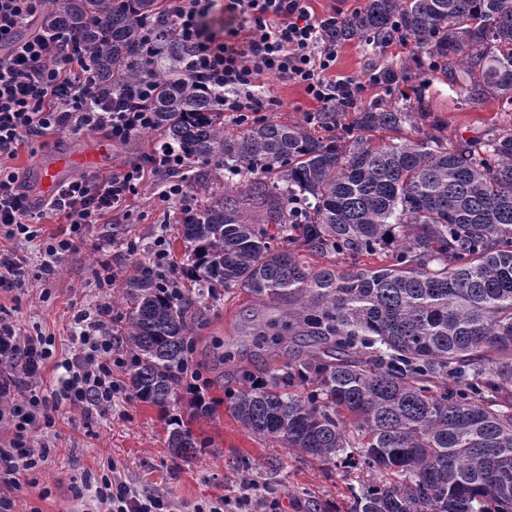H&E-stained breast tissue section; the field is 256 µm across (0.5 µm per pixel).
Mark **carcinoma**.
Returning a JSON list of instances; mask_svg holds the SVG:
<instances>
[{
    "instance_id": "obj_1",
    "label": "carcinoma",
    "mask_w": 512,
    "mask_h": 512,
    "mask_svg": "<svg viewBox=\"0 0 512 512\" xmlns=\"http://www.w3.org/2000/svg\"><path fill=\"white\" fill-rule=\"evenodd\" d=\"M161 2L46 0L42 15L76 37L98 93L149 86L145 133L184 154L195 191L177 218L181 276L166 284L137 264L118 295L135 396L178 403L199 376V304L241 287L314 343L259 379L240 373L231 409L245 429L326 464L358 441L350 463L387 478L362 484L348 512H512V132L450 144L439 116L394 105L344 126L334 111L305 124L249 113L228 133L224 105L185 76L189 49ZM399 37L452 82L512 104V0H366L325 35ZM406 123L415 137L373 142ZM192 409L169 422L176 460L196 458L191 423L213 415L202 398Z\"/></svg>"
}]
</instances>
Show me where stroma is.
Here are the masks:
<instances>
[{"label": "stroma", "instance_id": "35a3bbf8", "mask_svg": "<svg viewBox=\"0 0 512 512\" xmlns=\"http://www.w3.org/2000/svg\"><path fill=\"white\" fill-rule=\"evenodd\" d=\"M417 53L412 44L396 42L375 48L361 41H347L340 45L336 70L362 80L377 69L394 71L399 83L389 89H373L368 104L387 107L404 102L413 106L425 101L428 110L445 121L448 141L512 132V105L497 99L471 98L467 90L451 84L438 70L427 65L415 68L411 58ZM260 83L277 101L268 115L278 122L302 123L320 109L300 85L271 74L262 75ZM99 137L96 130L52 135L45 142L21 148L12 165L23 170L55 153L90 150L97 147ZM156 144L155 138L138 135L125 144L109 142L107 156L97 171L117 173L144 162ZM165 181L162 175L152 177L140 188L130 216L102 221L85 233L52 282L38 279L36 245L21 243L18 250L30 257L29 274L34 281L23 290L0 291V315L12 319L28 334L54 337L55 354L61 357L72 347L75 315L94 308L105 297L94 286L101 262L111 264L115 275L112 288L116 291L121 289L127 271L147 259L157 236H165L175 264H182L184 248L174 223L180 206L175 202L161 206L157 198ZM277 316L276 308L256 306L241 288L227 289L220 299L206 301L192 359L201 368L198 387L212 403L214 415L193 426L195 437L203 443L195 459L175 464L166 443L168 419L188 415L187 401L164 412L131 397L119 401L111 414L88 419L64 404L52 424L37 422L29 433L32 444L45 446L46 453L15 492L16 512H85L87 477H100L111 467L138 491L166 498L175 512H193L195 505L236 495L244 472L236 470L235 463L241 459L257 481L272 476L278 481L264 512H347L353 491L368 480L367 472L342 463L327 465L301 458L282 444L251 434L230 411L226 392L237 386L236 367L259 375L276 366L285 349L304 347L301 339L291 336L259 346L252 337L239 333L241 324L248 320H273ZM228 347L235 352L230 365L222 360Z\"/></svg>", "mask_w": 512, "mask_h": 512}]
</instances>
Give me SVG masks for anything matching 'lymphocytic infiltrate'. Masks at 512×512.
<instances>
[{
  "mask_svg": "<svg viewBox=\"0 0 512 512\" xmlns=\"http://www.w3.org/2000/svg\"><path fill=\"white\" fill-rule=\"evenodd\" d=\"M43 6L44 0H0V240H41L40 269L48 281L75 250L82 227L127 213L147 174L167 175L158 193L162 203L175 200L185 208L191 199L178 178L185 157L163 143L153 150L148 166L133 165L107 176L84 175L65 183L42 209L63 216L69 228L40 239L27 187L19 171L8 164L19 147L58 130L97 129L124 141L153 123L137 95L99 99L95 79L74 40H62L42 28L18 38L19 29ZM212 7V0H166L171 32L191 49L184 63L186 74L203 94L223 97L225 111H268L274 101L257 83L264 74L303 86L324 106L363 103L382 81L377 73L366 81L335 75L337 49L325 35L338 16L316 15L310 0H227L226 11L250 24L239 44L220 40L210 31L206 19ZM107 312L100 305L78 313L73 352L59 363L60 395L88 417L111 411L125 392L112 376L124 360L112 354V339L103 328ZM54 351L52 337L28 335L0 318V425L10 433L8 442L0 444V512H10L13 491L43 458V449L31 444L29 432L36 418H50L58 409L38 386ZM18 388L24 391L19 400L14 397ZM94 500L96 512H173L164 497L139 493L118 476L102 477Z\"/></svg>",
  "mask_w": 512,
  "mask_h": 512,
  "instance_id": "f902f5d3",
  "label": "lymphocytic infiltrate"
}]
</instances>
